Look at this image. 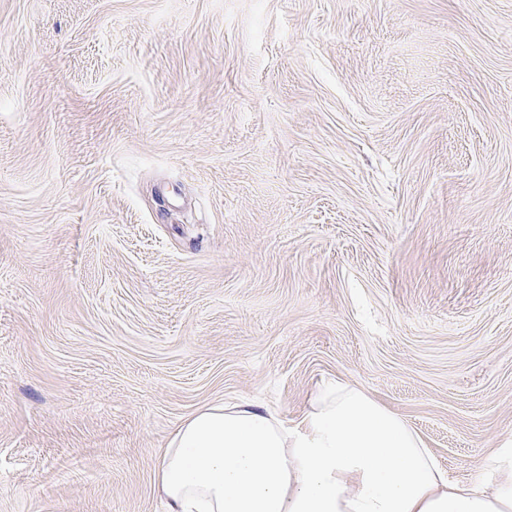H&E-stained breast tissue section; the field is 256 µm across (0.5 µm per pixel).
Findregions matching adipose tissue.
<instances>
[{"instance_id": "obj_1", "label": "adipose tissue", "mask_w": 512, "mask_h": 512, "mask_svg": "<svg viewBox=\"0 0 512 512\" xmlns=\"http://www.w3.org/2000/svg\"><path fill=\"white\" fill-rule=\"evenodd\" d=\"M154 486L167 512H512V433L455 481L403 416L331 380L293 425L248 401L197 409Z\"/></svg>"}]
</instances>
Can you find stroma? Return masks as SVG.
<instances>
[{"label": "stroma", "instance_id": "1", "mask_svg": "<svg viewBox=\"0 0 512 512\" xmlns=\"http://www.w3.org/2000/svg\"><path fill=\"white\" fill-rule=\"evenodd\" d=\"M329 379L454 480L512 430V0H0V512Z\"/></svg>", "mask_w": 512, "mask_h": 512}]
</instances>
